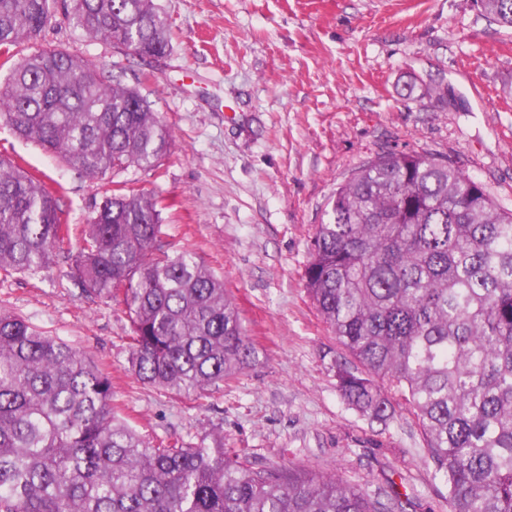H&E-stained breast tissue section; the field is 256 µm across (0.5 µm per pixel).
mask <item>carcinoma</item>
Here are the masks:
<instances>
[{
	"label": "carcinoma",
	"mask_w": 512,
	"mask_h": 512,
	"mask_svg": "<svg viewBox=\"0 0 512 512\" xmlns=\"http://www.w3.org/2000/svg\"><path fill=\"white\" fill-rule=\"evenodd\" d=\"M512 29V0H481ZM74 29L145 60L169 50L154 0H0V121L86 178L153 171L171 128L147 97L60 50L17 57L58 5ZM49 191L0 155V273L72 263L83 292L122 307L135 378L186 396L257 361L224 280L195 251L162 248L163 199L111 190L79 238ZM317 225L305 286L356 364L343 399L384 423L392 399L417 419L449 512H512V211L463 171L387 151L336 188ZM339 475L258 466L224 433L154 443L112 407V378L68 342L0 311V512H409Z\"/></svg>",
	"instance_id": "cac0c4a2"
}]
</instances>
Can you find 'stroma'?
Here are the masks:
<instances>
[{
	"mask_svg": "<svg viewBox=\"0 0 512 512\" xmlns=\"http://www.w3.org/2000/svg\"><path fill=\"white\" fill-rule=\"evenodd\" d=\"M172 22L166 56L143 62L85 38L56 13L22 54L62 49L125 67L171 127L156 170L78 176L0 124V152L64 188V221L87 223L119 183L164 198L161 243L188 248L223 278L256 348L255 365L186 397L129 370L122 309L86 299L68 262L0 275L8 309L85 353L112 378V404L142 436L187 444L220 431L252 460L335 473L367 492L448 512L406 405L387 423L349 407L348 360L310 299V243L336 187L385 151L425 153L512 210V30L478 0H156Z\"/></svg>",
	"mask_w": 512,
	"mask_h": 512,
	"instance_id": "obj_1",
	"label": "stroma"
}]
</instances>
